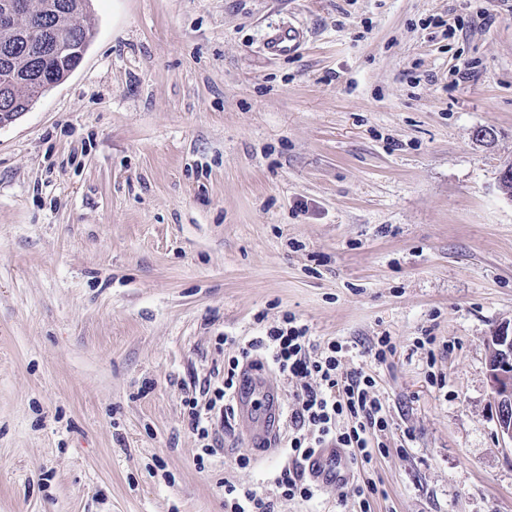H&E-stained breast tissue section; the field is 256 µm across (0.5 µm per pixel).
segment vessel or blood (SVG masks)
<instances>
[{
  "instance_id": "vessel-or-blood-1",
  "label": "vessel or blood",
  "mask_w": 512,
  "mask_h": 512,
  "mask_svg": "<svg viewBox=\"0 0 512 512\" xmlns=\"http://www.w3.org/2000/svg\"><path fill=\"white\" fill-rule=\"evenodd\" d=\"M303 32L289 25L271 33L266 42L269 54L281 57L293 54ZM237 411L251 445L272 447L282 427V406L278 388L270 385L259 364L244 368L236 397ZM310 480L320 487H342L351 477V461L344 449L327 446L319 449L306 464Z\"/></svg>"
}]
</instances>
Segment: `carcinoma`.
<instances>
[{
  "label": "carcinoma",
  "mask_w": 512,
  "mask_h": 512,
  "mask_svg": "<svg viewBox=\"0 0 512 512\" xmlns=\"http://www.w3.org/2000/svg\"><path fill=\"white\" fill-rule=\"evenodd\" d=\"M91 0H26L8 24L0 23V123H10L42 96L32 84L65 80L93 38Z\"/></svg>",
  "instance_id": "1"
}]
</instances>
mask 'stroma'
Masks as SVG:
<instances>
[{"mask_svg": "<svg viewBox=\"0 0 512 512\" xmlns=\"http://www.w3.org/2000/svg\"><path fill=\"white\" fill-rule=\"evenodd\" d=\"M91 22L0 128V512H224L228 481L336 512L275 493L285 447L237 421L205 455L185 406L222 386L225 337L287 312L377 381L374 512H512L486 368L512 324V0H93ZM290 23L303 45L270 56Z\"/></svg>", "mask_w": 512, "mask_h": 512, "instance_id": "35a3bbf8", "label": "stroma"}]
</instances>
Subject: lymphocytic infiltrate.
<instances>
[{"label":"lymphocytic infiltrate","instance_id":"1","mask_svg":"<svg viewBox=\"0 0 512 512\" xmlns=\"http://www.w3.org/2000/svg\"><path fill=\"white\" fill-rule=\"evenodd\" d=\"M228 342L238 345L239 356L225 369L223 387L215 389L206 406H199L194 399L188 403L190 424L202 439L216 438L217 421L232 414L240 363L256 355L296 383L294 405L288 415V464L273 479L283 496L304 502L316 497L318 490L307 477L305 465L326 445L348 449L353 466L363 472L386 454V406L375 378L364 367L346 368L348 345L335 339L317 343L308 326L291 313L284 314L265 335L242 345L233 336Z\"/></svg>","mask_w":512,"mask_h":512}]
</instances>
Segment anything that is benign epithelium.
<instances>
[{
	"label": "benign epithelium",
	"instance_id": "1",
	"mask_svg": "<svg viewBox=\"0 0 512 512\" xmlns=\"http://www.w3.org/2000/svg\"><path fill=\"white\" fill-rule=\"evenodd\" d=\"M487 370L500 437L512 444V327L507 324L491 337Z\"/></svg>",
	"mask_w": 512,
	"mask_h": 512
}]
</instances>
